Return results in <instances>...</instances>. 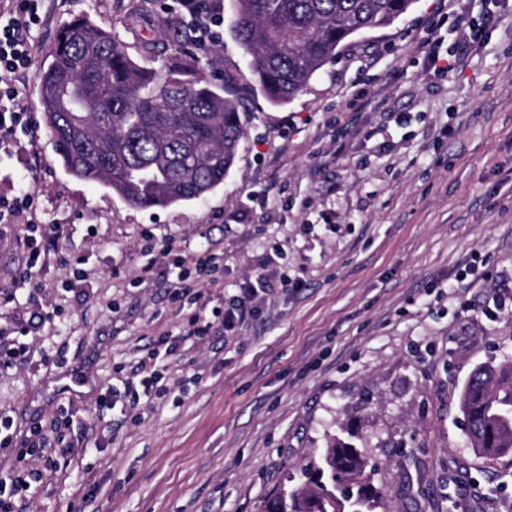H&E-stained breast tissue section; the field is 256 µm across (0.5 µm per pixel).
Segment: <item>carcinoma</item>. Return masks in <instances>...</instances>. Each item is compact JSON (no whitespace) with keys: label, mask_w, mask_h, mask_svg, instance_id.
I'll return each mask as SVG.
<instances>
[{"label":"carcinoma","mask_w":512,"mask_h":512,"mask_svg":"<svg viewBox=\"0 0 512 512\" xmlns=\"http://www.w3.org/2000/svg\"><path fill=\"white\" fill-rule=\"evenodd\" d=\"M234 37L250 57L267 101H288L337 50L366 30L385 28L415 0H234ZM186 46L178 65L134 60L124 43L87 17L61 28L36 80L49 137L63 166L142 208L199 200L224 184L246 126L247 92L226 73L216 82L192 46V27L175 30ZM470 447L512 453V360L476 366L460 392ZM268 512H375L381 493L369 461L335 439L300 469Z\"/></svg>","instance_id":"carcinoma-1"}]
</instances>
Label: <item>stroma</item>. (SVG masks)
Masks as SVG:
<instances>
[{
  "mask_svg": "<svg viewBox=\"0 0 512 512\" xmlns=\"http://www.w3.org/2000/svg\"><path fill=\"white\" fill-rule=\"evenodd\" d=\"M172 3L45 2L24 78L32 128L0 146V198L25 178L54 231L31 297L15 286L20 227L0 224V418L13 422L0 431V478L24 484L0 495V512H266L335 439L374 465L377 512H512V459L468 448L459 411L476 365L512 359V2L464 66L439 72L413 45L436 37L453 52L479 4L443 17L440 0H415L277 107L225 9L201 64L249 90L238 158L204 200L137 208L65 171L36 67L85 15L132 57L150 37L167 63ZM203 244L220 257L219 283L172 301L166 247ZM260 276L270 286L235 331L182 335L200 303L227 309ZM41 306L55 319L21 336ZM153 352L166 371L140 400ZM78 362L84 388L61 387L62 366ZM39 425L47 444L24 447Z\"/></svg>",
  "mask_w": 512,
  "mask_h": 512,
  "instance_id": "1",
  "label": "stroma"
}]
</instances>
